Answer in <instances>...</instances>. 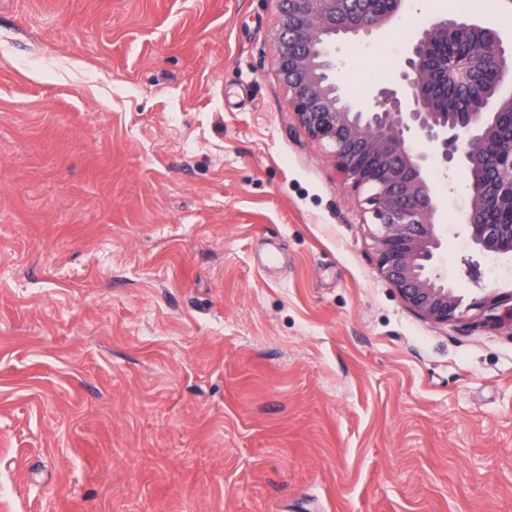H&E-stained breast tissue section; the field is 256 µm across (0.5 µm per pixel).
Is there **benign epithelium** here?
<instances>
[{
	"label": "benign epithelium",
	"instance_id": "obj_1",
	"mask_svg": "<svg viewBox=\"0 0 512 512\" xmlns=\"http://www.w3.org/2000/svg\"><path fill=\"white\" fill-rule=\"evenodd\" d=\"M278 51L274 69L287 93L286 109L299 128L324 147L343 183L363 196L375 230L380 275L418 318L436 324L457 319L461 295L438 272L447 229L439 222L441 192L429 176L435 166L464 168L469 199L464 228L477 249L512 254V225L488 217L512 209V146L499 142L502 117L512 111V42L466 18H437L411 43L392 84L371 88L355 105L335 81L336 37L366 35L398 16L403 0L380 12L375 0H275ZM475 35L472 59L490 62L496 80L472 98L467 112H450L438 92L473 80L472 63L448 67L437 47ZM471 306L485 324L512 323V294L481 288Z\"/></svg>",
	"mask_w": 512,
	"mask_h": 512
}]
</instances>
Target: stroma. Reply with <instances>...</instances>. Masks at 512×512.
<instances>
[{
	"mask_svg": "<svg viewBox=\"0 0 512 512\" xmlns=\"http://www.w3.org/2000/svg\"><path fill=\"white\" fill-rule=\"evenodd\" d=\"M276 16L0 0V512H512V325L426 322L381 277ZM406 50L339 38L349 100ZM431 178L441 272L512 293L458 232L461 167Z\"/></svg>",
	"mask_w": 512,
	"mask_h": 512,
	"instance_id": "obj_1",
	"label": "stroma"
}]
</instances>
